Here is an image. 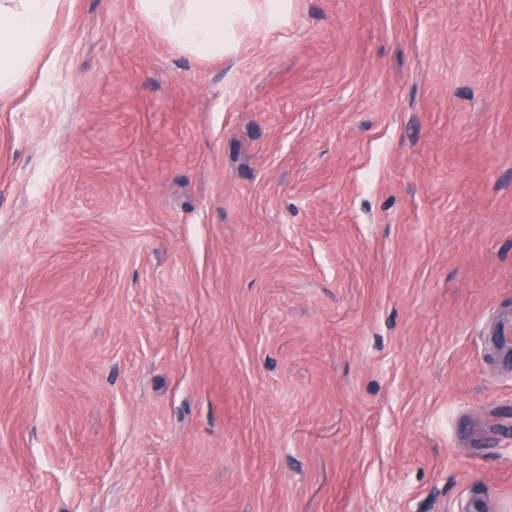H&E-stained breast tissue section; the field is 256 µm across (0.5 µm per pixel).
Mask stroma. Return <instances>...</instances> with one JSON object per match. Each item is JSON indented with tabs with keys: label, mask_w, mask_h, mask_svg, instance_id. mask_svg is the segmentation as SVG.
I'll list each match as a JSON object with an SVG mask.
<instances>
[{
	"label": "stroma",
	"mask_w": 512,
	"mask_h": 512,
	"mask_svg": "<svg viewBox=\"0 0 512 512\" xmlns=\"http://www.w3.org/2000/svg\"><path fill=\"white\" fill-rule=\"evenodd\" d=\"M509 319L512 0H61L0 93V512H512ZM171 1L141 0L140 6L171 46L198 55L232 51L237 33L256 21L265 28H276L288 19V0H190L177 19L171 17Z\"/></svg>",
	"instance_id": "stroma-1"
}]
</instances>
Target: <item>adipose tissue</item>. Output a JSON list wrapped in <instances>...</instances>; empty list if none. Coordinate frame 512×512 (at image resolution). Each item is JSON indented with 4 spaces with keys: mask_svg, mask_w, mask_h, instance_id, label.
I'll return each instance as SVG.
<instances>
[{
    "mask_svg": "<svg viewBox=\"0 0 512 512\" xmlns=\"http://www.w3.org/2000/svg\"><path fill=\"white\" fill-rule=\"evenodd\" d=\"M171 0H141L142 11L173 47L198 55L232 51L238 32L254 23L267 28L288 19V0H189L172 18ZM60 0H0V91L14 86L41 52Z\"/></svg>",
    "mask_w": 512,
    "mask_h": 512,
    "instance_id": "ef3b65f1",
    "label": "adipose tissue"
}]
</instances>
